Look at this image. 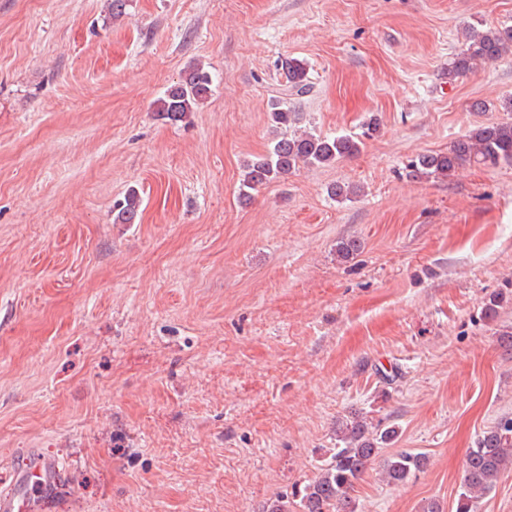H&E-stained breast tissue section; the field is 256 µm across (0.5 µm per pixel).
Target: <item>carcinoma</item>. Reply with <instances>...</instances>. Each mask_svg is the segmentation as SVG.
Segmentation results:
<instances>
[{
	"mask_svg": "<svg viewBox=\"0 0 512 512\" xmlns=\"http://www.w3.org/2000/svg\"><path fill=\"white\" fill-rule=\"evenodd\" d=\"M511 55L512 26L479 30L470 25L464 31L462 47L450 57L442 74L451 84L480 63H494ZM281 70L289 96L300 98L309 93L304 64L286 57L281 60ZM210 92L209 73L193 68L156 100L153 112L159 120L182 122ZM269 112L276 137L265 153L246 164L242 186L248 189L283 179L302 167L325 166L353 156L359 153L363 139L374 136L380 128L379 119L372 115L363 122L359 135H317L296 128L299 113L283 101H272ZM471 162L484 166L512 165V120L481 126L454 141L446 152L420 155L407 165V172L412 179L447 178ZM141 203L138 190L130 189L124 199L113 205L115 223H135ZM397 434L394 427L373 430L359 416L339 422L336 438L343 447L335 449L314 479L292 493V497L299 498L298 510L290 507L289 497L278 495L263 506L262 512H358L355 488L379 456V444L396 438ZM426 464L423 454L401 450L384 460L382 477L389 485H403ZM510 472L512 416L506 415L478 435L474 446L467 450L463 492L456 512H480L481 501Z\"/></svg>",
	"mask_w": 512,
	"mask_h": 512,
	"instance_id": "cac0c4a2",
	"label": "carcinoma"
}]
</instances>
